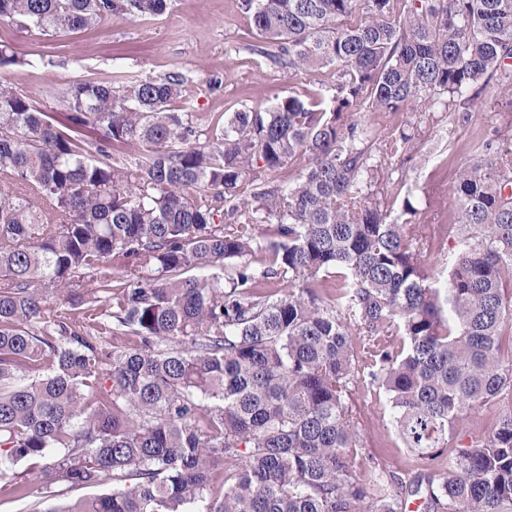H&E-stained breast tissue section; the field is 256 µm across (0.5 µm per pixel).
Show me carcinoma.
Returning <instances> with one entry per match:
<instances>
[{
    "mask_svg": "<svg viewBox=\"0 0 512 512\" xmlns=\"http://www.w3.org/2000/svg\"><path fill=\"white\" fill-rule=\"evenodd\" d=\"M169 5L0 0V21L53 36ZM241 9L274 62L332 68V97L226 112L216 133L172 108L180 75L76 81L60 118L0 78V491L29 497L20 466L52 453L41 512H402L404 494L512 512V409L448 450L463 411L512 393V141L484 143L453 185L463 238L440 286L375 197L358 118L468 115L491 80L512 90V0ZM42 63L0 45L1 69ZM357 384L384 394L426 473L373 466Z\"/></svg>",
    "mask_w": 512,
    "mask_h": 512,
    "instance_id": "cac0c4a2",
    "label": "carcinoma"
}]
</instances>
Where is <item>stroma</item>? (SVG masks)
<instances>
[{
    "label": "stroma",
    "mask_w": 512,
    "mask_h": 512,
    "mask_svg": "<svg viewBox=\"0 0 512 512\" xmlns=\"http://www.w3.org/2000/svg\"><path fill=\"white\" fill-rule=\"evenodd\" d=\"M0 43L50 59V66L13 67L4 76L55 115L66 110L64 91L69 84L108 81L118 68L135 78L184 76L179 107L190 112L194 122L210 127L223 124L225 113L266 107L290 94L332 95L330 74L295 72L259 53L261 41L241 13L239 0H171L168 12L156 18L115 17L96 29L57 37L0 21ZM482 97L483 110L467 117L439 109L364 115L377 147L402 131L411 136L391 171L379 172L375 188L388 195L401 188L411 191L418 229L433 243L422 260L435 277L459 250L451 193L458 169L473 158L483 136L494 133L512 140V102L500 84L490 82ZM351 405L375 462L411 476L422 472V461L402 447L392 429L385 403L358 386L352 390Z\"/></svg>",
    "instance_id": "stroma-1"
}]
</instances>
